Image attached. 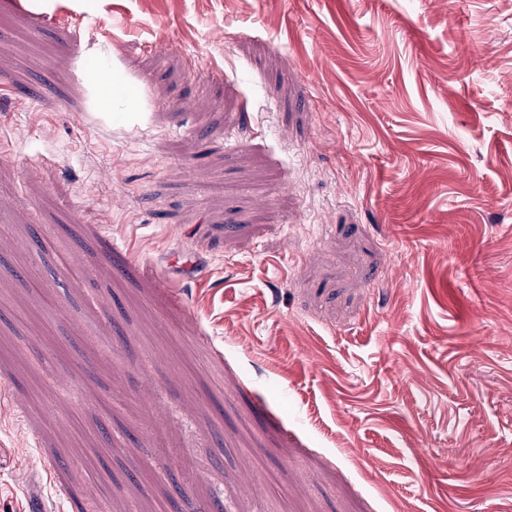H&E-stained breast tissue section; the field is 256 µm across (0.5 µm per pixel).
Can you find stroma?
<instances>
[{"instance_id": "stroma-1", "label": "stroma", "mask_w": 512, "mask_h": 512, "mask_svg": "<svg viewBox=\"0 0 512 512\" xmlns=\"http://www.w3.org/2000/svg\"><path fill=\"white\" fill-rule=\"evenodd\" d=\"M105 498L512 512V0H0V505Z\"/></svg>"}]
</instances>
